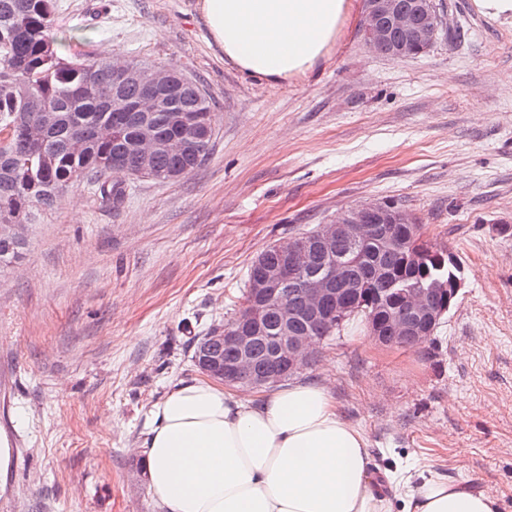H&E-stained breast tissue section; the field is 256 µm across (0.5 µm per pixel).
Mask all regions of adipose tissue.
Here are the masks:
<instances>
[{
    "label": "adipose tissue",
    "instance_id": "1",
    "mask_svg": "<svg viewBox=\"0 0 512 512\" xmlns=\"http://www.w3.org/2000/svg\"><path fill=\"white\" fill-rule=\"evenodd\" d=\"M349 0H199L211 42L238 70L279 82L335 45ZM164 512H390L363 430L329 389L297 382L247 397L207 377L175 384L136 449ZM402 512H498L491 496L430 478Z\"/></svg>",
    "mask_w": 512,
    "mask_h": 512
}]
</instances>
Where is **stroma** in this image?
I'll return each mask as SVG.
<instances>
[{
	"mask_svg": "<svg viewBox=\"0 0 512 512\" xmlns=\"http://www.w3.org/2000/svg\"><path fill=\"white\" fill-rule=\"evenodd\" d=\"M351 2L325 59L260 82L215 49L198 0H58L60 53L203 81L217 133L191 173L128 181L120 204L74 185L0 270V512H161L134 448L150 405L198 376L194 340L238 314L267 245L385 200L453 248L464 286L424 347L357 320L301 377L365 432L388 497L422 474L512 512V20L442 0L461 41L394 60Z\"/></svg>",
	"mask_w": 512,
	"mask_h": 512,
	"instance_id": "obj_1",
	"label": "stroma"
}]
</instances>
